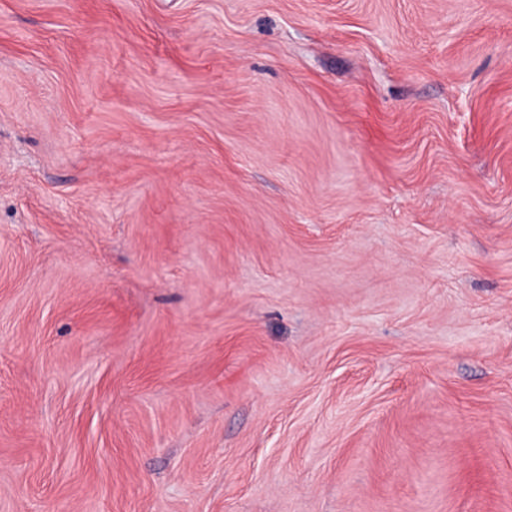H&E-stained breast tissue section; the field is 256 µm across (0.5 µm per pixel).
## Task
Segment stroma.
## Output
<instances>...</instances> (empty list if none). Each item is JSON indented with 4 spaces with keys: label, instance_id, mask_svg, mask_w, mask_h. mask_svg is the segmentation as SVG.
Masks as SVG:
<instances>
[{
    "label": "stroma",
    "instance_id": "stroma-1",
    "mask_svg": "<svg viewBox=\"0 0 512 512\" xmlns=\"http://www.w3.org/2000/svg\"><path fill=\"white\" fill-rule=\"evenodd\" d=\"M0 512H512V0H0Z\"/></svg>",
    "mask_w": 512,
    "mask_h": 512
}]
</instances>
